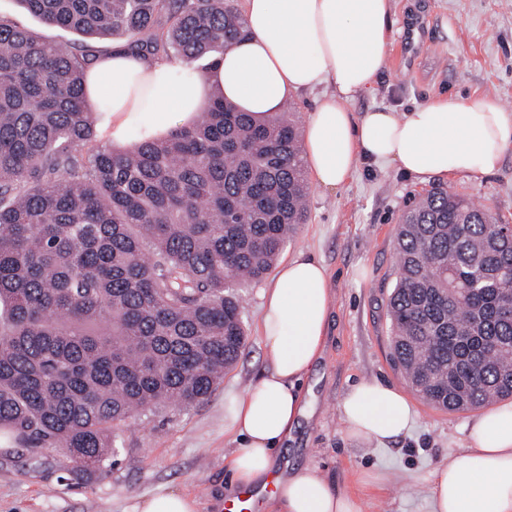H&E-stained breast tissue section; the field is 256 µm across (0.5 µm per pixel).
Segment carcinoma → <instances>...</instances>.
Listing matches in <instances>:
<instances>
[{"label":"carcinoma","instance_id":"1","mask_svg":"<svg viewBox=\"0 0 512 512\" xmlns=\"http://www.w3.org/2000/svg\"><path fill=\"white\" fill-rule=\"evenodd\" d=\"M18 2L204 75L248 36L233 0ZM92 56L0 19V431L65 457L76 484L127 419L223 381L247 341L235 288L269 272L309 190L295 121L217 95L165 137L94 147ZM496 224L441 185L399 220L391 356L437 409L512 397V234Z\"/></svg>","mask_w":512,"mask_h":512}]
</instances>
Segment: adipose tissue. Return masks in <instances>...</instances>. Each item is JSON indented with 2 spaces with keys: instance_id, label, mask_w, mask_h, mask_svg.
Returning <instances> with one entry per match:
<instances>
[{
  "instance_id": "1",
  "label": "adipose tissue",
  "mask_w": 512,
  "mask_h": 512,
  "mask_svg": "<svg viewBox=\"0 0 512 512\" xmlns=\"http://www.w3.org/2000/svg\"><path fill=\"white\" fill-rule=\"evenodd\" d=\"M248 39L228 46L210 79L192 66L113 46L86 68L88 97L115 140L169 133L216 93L262 121L298 92L325 87L305 126L303 158L318 186L341 187L360 162L392 166L420 182L433 176L495 173L512 149V114L491 98H439L406 112L357 116L350 104L370 91L394 35L392 0H242ZM323 262L298 253L264 291L260 339L267 368L230 398L224 431L236 445L229 489L277 492L269 512H362L335 493L318 468L277 469L275 455L311 411L303 384L320 358L332 307ZM345 433L387 447L410 433L417 412L396 387L364 380L339 402ZM431 512H512V402L475 416L468 443L429 477ZM196 498L170 488L136 498L129 512H198Z\"/></svg>"
}]
</instances>
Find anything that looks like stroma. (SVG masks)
Returning <instances> with one entry per match:
<instances>
[{
    "mask_svg": "<svg viewBox=\"0 0 512 512\" xmlns=\"http://www.w3.org/2000/svg\"><path fill=\"white\" fill-rule=\"evenodd\" d=\"M392 51L370 93L351 104L355 115L374 108L406 112L437 97L498 100L512 113V0H392ZM0 17L74 47L85 38L49 27L16 0H0ZM445 186L486 205L512 224V149L499 171L474 179L445 178ZM308 219L290 235L280 260L304 251L327 267L334 293L323 360L306 380L312 417L287 451L297 465L318 467L333 490L357 499L363 512H430L428 479L466 442L474 411L448 412L421 399L415 429L388 448L347 438L338 404L354 384L375 379L411 387L390 360L386 298L395 284L394 239L399 219L426 184L395 167L358 165L336 191L310 184ZM266 280L241 284L246 347L223 382L202 404L159 407L127 421L105 475L74 484L65 458L33 462L8 432L0 433V512H124L133 499L167 485L198 499L201 512H219L218 496L230 478L224 457V406L266 369L258 322ZM379 474L367 485L361 474Z\"/></svg>",
    "mask_w": 512,
    "mask_h": 512,
    "instance_id": "1",
    "label": "stroma"
}]
</instances>
